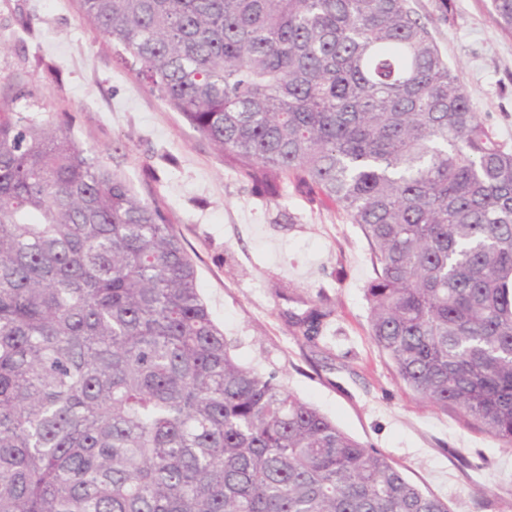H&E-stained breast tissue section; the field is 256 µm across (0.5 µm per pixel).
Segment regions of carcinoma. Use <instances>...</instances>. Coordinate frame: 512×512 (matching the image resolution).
I'll use <instances>...</instances> for the list:
<instances>
[{
  "mask_svg": "<svg viewBox=\"0 0 512 512\" xmlns=\"http://www.w3.org/2000/svg\"><path fill=\"white\" fill-rule=\"evenodd\" d=\"M252 190L361 227L370 335L512 447V149L407 0H80ZM512 34V0H489ZM0 91V512H453L237 361L162 211ZM326 312L291 314L312 341Z\"/></svg>",
  "mask_w": 512,
  "mask_h": 512,
  "instance_id": "cac0c4a2",
  "label": "carcinoma"
}]
</instances>
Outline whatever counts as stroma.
Wrapping results in <instances>:
<instances>
[{"label": "stroma", "mask_w": 512, "mask_h": 512, "mask_svg": "<svg viewBox=\"0 0 512 512\" xmlns=\"http://www.w3.org/2000/svg\"><path fill=\"white\" fill-rule=\"evenodd\" d=\"M407 4L479 117L512 148V35L493 24L488 0ZM138 70L82 16L78 0H0V87L18 85L15 111L69 122L163 210L232 356L276 374L455 512H512V447L415 400L373 342L365 297L373 268L359 226L289 184L277 197L254 193ZM116 142L123 155H113ZM314 304L327 317L309 343L289 315Z\"/></svg>", "instance_id": "1"}]
</instances>
